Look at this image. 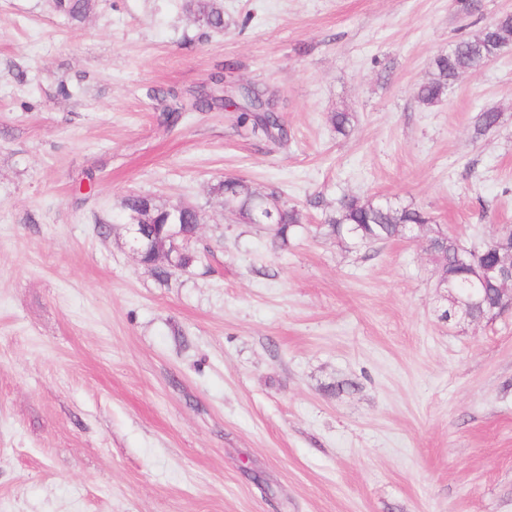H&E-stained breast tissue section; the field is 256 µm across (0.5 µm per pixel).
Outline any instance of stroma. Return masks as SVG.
I'll list each match as a JSON object with an SVG mask.
<instances>
[{
	"label": "stroma",
	"instance_id": "stroma-1",
	"mask_svg": "<svg viewBox=\"0 0 512 512\" xmlns=\"http://www.w3.org/2000/svg\"><path fill=\"white\" fill-rule=\"evenodd\" d=\"M474 2L224 0L210 32L182 0H95L77 26L0 0V512H512V310L447 323L426 233L320 228L345 195L422 209L467 248L512 224V48L415 97L512 13ZM224 68L275 92L287 146L232 107L163 124L149 90ZM488 107L501 123L474 138ZM227 177L309 224L273 248L210 196ZM132 192L200 208L192 267L139 263ZM510 47L512 14H506L482 28L475 38L462 37L448 52L435 57L431 77L418 86L416 99L423 105H436L464 74L489 64Z\"/></svg>",
	"mask_w": 512,
	"mask_h": 512
}]
</instances>
